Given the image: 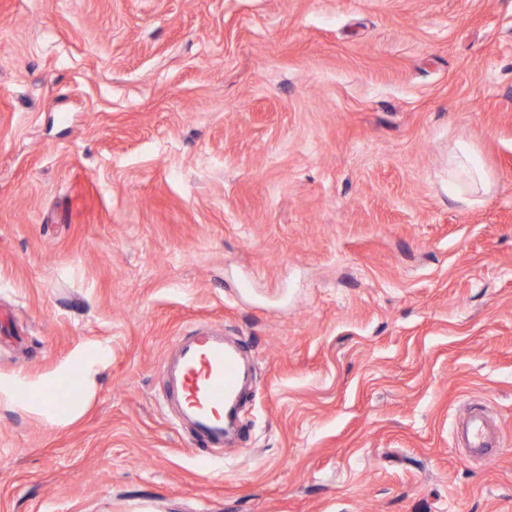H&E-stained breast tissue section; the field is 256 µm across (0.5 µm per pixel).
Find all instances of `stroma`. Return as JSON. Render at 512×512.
I'll list each match as a JSON object with an SVG mask.
<instances>
[{
	"mask_svg": "<svg viewBox=\"0 0 512 512\" xmlns=\"http://www.w3.org/2000/svg\"><path fill=\"white\" fill-rule=\"evenodd\" d=\"M209 321L252 379L204 462L164 363ZM18 375L0 512H512V0H0ZM449 171L465 186V190H457L455 183L448 185L449 194L460 205L470 206L474 201V198L470 197L469 188L487 189L489 186L490 175L470 147L462 148L460 153L452 158ZM466 446L472 457H481L486 451V421L483 417H474L466 433Z\"/></svg>",
	"mask_w": 512,
	"mask_h": 512,
	"instance_id": "35a3bbf8",
	"label": "stroma"
}]
</instances>
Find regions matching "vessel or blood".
Segmentation results:
<instances>
[{"instance_id": "b4317fda", "label": "vessel or blood", "mask_w": 512, "mask_h": 512, "mask_svg": "<svg viewBox=\"0 0 512 512\" xmlns=\"http://www.w3.org/2000/svg\"><path fill=\"white\" fill-rule=\"evenodd\" d=\"M175 359L179 368L178 402L182 412L196 423V435L206 445L224 439V406L236 403L239 354L225 347L214 330L196 331L192 336L176 338ZM470 456L486 451V422L473 418L466 433Z\"/></svg>"}]
</instances>
